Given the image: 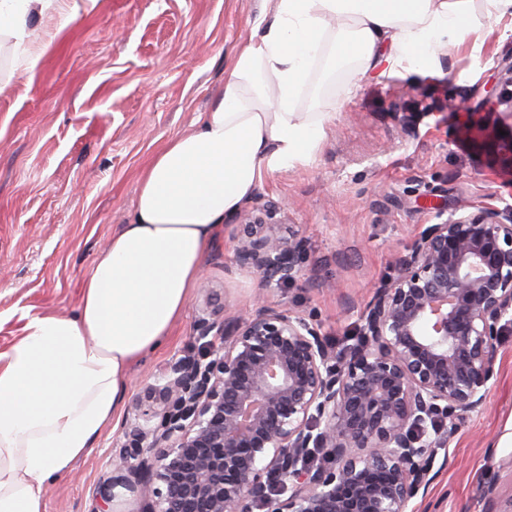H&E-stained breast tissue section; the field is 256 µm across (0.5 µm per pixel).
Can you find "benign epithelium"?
<instances>
[{"label": "benign epithelium", "mask_w": 512, "mask_h": 512, "mask_svg": "<svg viewBox=\"0 0 512 512\" xmlns=\"http://www.w3.org/2000/svg\"><path fill=\"white\" fill-rule=\"evenodd\" d=\"M499 70L494 106L512 117V57ZM230 238L265 286L303 278L297 231L247 221ZM510 325L512 209L490 206L428 225L341 351L261 298L201 317L205 350L171 359L136 396L93 512L118 487L141 512H407L451 426L485 404ZM485 495L488 512H512L498 478Z\"/></svg>", "instance_id": "obj_1"}]
</instances>
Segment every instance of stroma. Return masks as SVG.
Here are the masks:
<instances>
[{"mask_svg": "<svg viewBox=\"0 0 512 512\" xmlns=\"http://www.w3.org/2000/svg\"><path fill=\"white\" fill-rule=\"evenodd\" d=\"M67 27L37 21L25 72L0 43V351L20 334L17 311L73 315L94 261L137 201L138 175L166 141L192 131L223 83L236 46L253 33L263 0H78ZM477 36L445 42L443 75H392L357 64H318L298 102L332 112L311 160L263 181L243 213L298 230L305 279L263 286L238 270L220 233L202 262L168 342L133 365L120 413L45 495L46 512H92L94 489L112 474L132 402L175 354L203 350L195 322L252 307L256 297L296 311L335 347L352 343L373 291L394 276L432 205L512 208V164L497 131L512 118L482 112L497 93L499 62L512 56V15L478 12ZM411 114L412 128L399 118ZM512 327L502 331L483 408L458 421L426 498L411 512H487L482 487L499 473L512 496Z\"/></svg>", "mask_w": 512, "mask_h": 512, "instance_id": "1", "label": "stroma"}]
</instances>
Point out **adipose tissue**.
Masks as SVG:
<instances>
[{
  "label": "adipose tissue",
  "instance_id": "ef3b65f1",
  "mask_svg": "<svg viewBox=\"0 0 512 512\" xmlns=\"http://www.w3.org/2000/svg\"><path fill=\"white\" fill-rule=\"evenodd\" d=\"M475 0H264L197 128L139 175L135 210L85 280L74 315L22 313L0 352V512H45L49 485L120 410L127 373L181 316L203 257L263 179L309 162L332 112L297 103L320 61H383L437 74L445 39L473 31ZM67 25L68 0H0V39L22 48L34 19Z\"/></svg>",
  "mask_w": 512,
  "mask_h": 512
}]
</instances>
